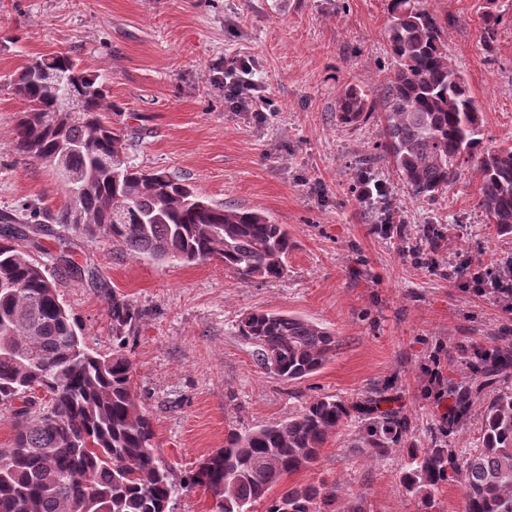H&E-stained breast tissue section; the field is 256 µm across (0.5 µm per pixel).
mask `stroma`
<instances>
[{
	"label": "stroma",
	"mask_w": 512,
	"mask_h": 512,
	"mask_svg": "<svg viewBox=\"0 0 512 512\" xmlns=\"http://www.w3.org/2000/svg\"><path fill=\"white\" fill-rule=\"evenodd\" d=\"M485 4L426 2L448 20V57L480 106L484 145L494 149L512 143V0L497 2L506 20L491 56L480 44ZM386 23V0H0V216L44 221L66 204L56 173L10 146L23 108L15 77L32 57L63 52L103 76L134 163L175 173L213 202L262 210L296 243L280 279H247L216 261L157 262L59 224L30 249L55 277L88 348L112 352L113 298L135 308L125 353L152 444L175 480L223 448L229 430L285 420L318 396L356 402L391 382L424 448L441 436L445 412L429 393L428 366L447 381L506 387L471 366L475 352L512 337V313L472 280L471 264L488 272L512 254V234H496L479 206L476 161H463L435 201L413 199L376 156L379 116L347 126L336 112L349 85L380 102L392 67ZM241 55L254 59L268 92L259 118L224 102V67ZM368 157L429 264L385 235L354 192L357 164ZM64 241L95 269L100 287L58 267ZM251 310L327 327L339 341L335 356L295 383L266 374L235 334ZM357 426L342 423L316 468L293 482L335 486L342 512L356 496L364 512H417L399 480L404 450L370 456L355 445Z\"/></svg>",
	"instance_id": "obj_1"
}]
</instances>
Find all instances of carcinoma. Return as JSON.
Returning a JSON list of instances; mask_svg holds the SVG:
<instances>
[{
    "label": "carcinoma",
    "instance_id": "obj_1",
    "mask_svg": "<svg viewBox=\"0 0 512 512\" xmlns=\"http://www.w3.org/2000/svg\"><path fill=\"white\" fill-rule=\"evenodd\" d=\"M492 2L481 35L488 53L502 18ZM387 13L394 65L382 96L380 155L392 162L404 190L427 201L448 188L462 161L476 158L487 223L512 233V144L483 150L478 102L448 58V22L423 0H387ZM45 69L75 73L81 117L57 111L41 76ZM13 86L24 102L12 132L14 152L53 168L59 162L78 180L83 223H70L67 207L51 216L54 223L160 262L218 260L248 278L284 276L294 247L285 225L256 210L215 204L167 172L138 168L125 134L112 126L110 112L120 107L100 76L58 52L32 58ZM372 111L361 89L345 87L338 99L341 123L356 125ZM28 241L24 227L0 231V403L13 407L17 419L10 444L0 448V512H170L169 503L194 486L210 494L214 512H250L261 500L265 512H339L335 487L288 486L284 479L315 467L329 436L355 410L366 416L360 447L382 456L407 446L400 480L419 512H432L435 495L451 483L463 489V512H512V389L485 400L480 445L463 453L441 442L418 447L407 415L381 408L385 395L364 403L326 396L279 423L228 431L223 448L175 482L152 448L130 358L120 349L102 356L85 347L76 318L61 312L52 276L25 254ZM59 261L94 283L89 266L69 255ZM137 317L131 304L112 299V338L124 341ZM235 330L263 371L288 382L319 371L338 346L329 329L281 313L250 311ZM511 367L512 343L504 339L482 355L476 372L498 376ZM454 393L450 429L464 421L482 386Z\"/></svg>",
    "mask_w": 512,
    "mask_h": 512
}]
</instances>
